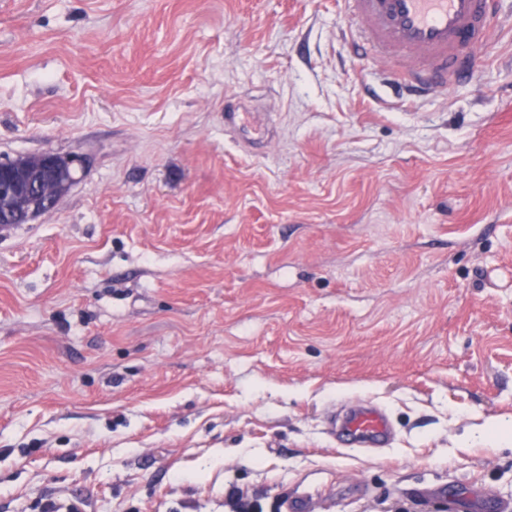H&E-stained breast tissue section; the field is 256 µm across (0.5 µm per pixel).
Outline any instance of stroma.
Instances as JSON below:
<instances>
[{
	"label": "stroma",
	"mask_w": 512,
	"mask_h": 512,
	"mask_svg": "<svg viewBox=\"0 0 512 512\" xmlns=\"http://www.w3.org/2000/svg\"><path fill=\"white\" fill-rule=\"evenodd\" d=\"M482 56L407 103L337 0H0V159L85 160L0 226V512L512 504V29ZM360 401L389 447L332 434Z\"/></svg>",
	"instance_id": "35a3bbf8"
}]
</instances>
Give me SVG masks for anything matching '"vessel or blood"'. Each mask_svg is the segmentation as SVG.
<instances>
[{"label":"vessel or blood","instance_id":"obj_1","mask_svg":"<svg viewBox=\"0 0 512 512\" xmlns=\"http://www.w3.org/2000/svg\"><path fill=\"white\" fill-rule=\"evenodd\" d=\"M353 42L366 43L398 64L388 77L407 99L448 89L484 63L481 48L503 15L501 0H340ZM349 446L383 448L390 426L377 406L362 405L343 420Z\"/></svg>","mask_w":512,"mask_h":512}]
</instances>
